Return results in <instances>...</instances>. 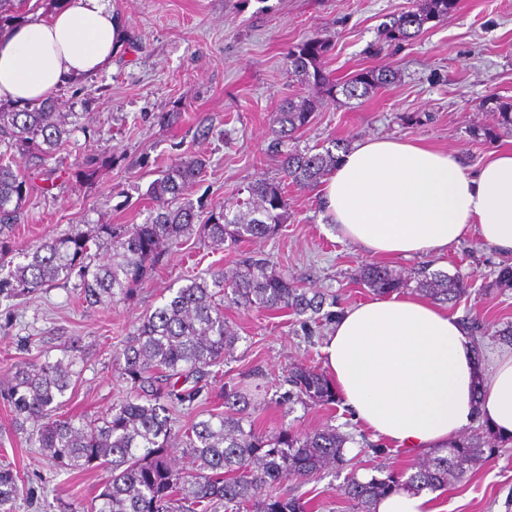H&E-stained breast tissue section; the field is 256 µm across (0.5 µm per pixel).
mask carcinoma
Segmentation results:
<instances>
[{
    "label": "carcinoma",
    "mask_w": 512,
    "mask_h": 512,
    "mask_svg": "<svg viewBox=\"0 0 512 512\" xmlns=\"http://www.w3.org/2000/svg\"><path fill=\"white\" fill-rule=\"evenodd\" d=\"M455 5L456 0H419L414 9L383 23L379 39L387 45L411 40L427 21L448 15ZM325 52V43L310 39L288 53V63L301 82L321 88L328 97L339 88L348 100H365L395 83L396 72L383 65L338 85L318 67ZM67 105L61 96L32 108L0 104V143L37 159L53 156L77 117L65 111ZM321 105L320 97L288 99L272 115L266 149L278 159L281 176L251 183L246 197L212 208L205 218L186 199L205 168V160L190 156L150 182L146 196L158 208L144 223L76 225L26 248L15 242L12 230L21 223L29 186L0 154V297L30 295L74 279L78 296L88 306L110 305L127 299L149 266L185 238L196 235L218 250L226 241L274 235L288 218L286 187L317 186L335 168L336 152L348 150L342 139H332L319 150L299 148L300 131ZM354 280L377 295L401 293L414 282L421 297L441 304H454L465 294L462 277L426 268L405 276L366 262L355 270ZM336 305V295L301 287L272 258L245 254L229 271L221 268L207 278L189 279L143 316L113 360L130 395L97 419H49L80 375L78 357L68 353L52 362L16 365L7 386L0 388V398L12 408L17 425L41 422L32 446L56 467L110 469V478L86 512H309L308 502L276 492L277 486L342 468L352 437L332 427L314 433L258 429L253 414L262 373L257 369L224 384L222 412L176 430L170 410L193 404L212 368L234 358L239 336L224 307L287 311L297 317L303 335L312 336L340 315ZM286 382L289 389L276 399L280 405L340 402L327 375L315 368L294 365ZM176 444L187 451L185 465H177L170 455ZM509 444L512 439L496 436L481 423L478 433L450 440L448 447L413 464L409 472L379 463L368 480L347 476L341 495L348 512H375L376 502L401 485L436 492L464 481L469 466ZM19 482L17 472L0 468V512H11Z\"/></svg>",
    "instance_id": "obj_1"
}]
</instances>
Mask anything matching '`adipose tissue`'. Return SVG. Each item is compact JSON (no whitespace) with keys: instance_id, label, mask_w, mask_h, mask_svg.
Returning <instances> with one entry per match:
<instances>
[{"instance_id":"obj_1","label":"adipose tissue","mask_w":512,"mask_h":512,"mask_svg":"<svg viewBox=\"0 0 512 512\" xmlns=\"http://www.w3.org/2000/svg\"><path fill=\"white\" fill-rule=\"evenodd\" d=\"M117 24L105 0H61L0 35V101L35 105L111 71ZM340 236L378 257L444 254L468 234L512 253V150L467 172L455 153L374 138L343 153L321 191ZM325 370L355 421L399 448L446 447L475 420L512 436V351L476 385V346L446 308L411 294L345 309L323 339Z\"/></svg>"}]
</instances>
